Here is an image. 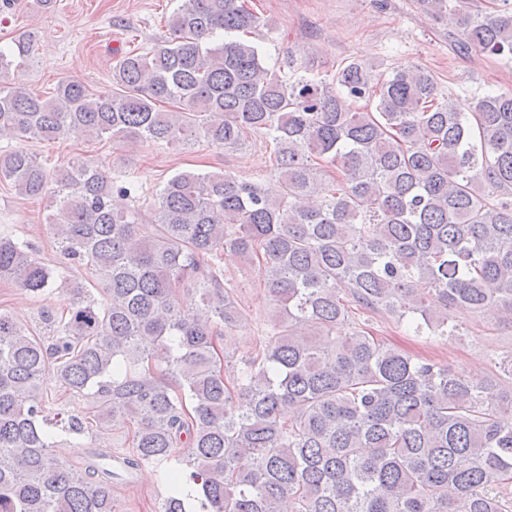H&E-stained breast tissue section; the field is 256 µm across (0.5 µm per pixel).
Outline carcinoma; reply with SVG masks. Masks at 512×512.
I'll return each instance as SVG.
<instances>
[{
  "label": "carcinoma",
  "instance_id": "cac0c4a2",
  "mask_svg": "<svg viewBox=\"0 0 512 512\" xmlns=\"http://www.w3.org/2000/svg\"><path fill=\"white\" fill-rule=\"evenodd\" d=\"M421 2L461 15L459 51L512 60V0ZM259 23L246 0H182L150 51L122 54L110 93L0 86V135L17 142L74 130L235 149L259 133L279 184L181 171L149 206L116 210L115 192L136 201L133 182L0 151V180L54 199L47 230L91 276L0 232V281L74 297L41 313L45 335L0 311V512H119L112 454L77 467L51 453L58 430L112 426L132 427L125 470L164 466L158 512H512V355L480 383L342 330L362 312L452 336L450 305L512 320V90L462 103L419 66L378 73L357 58L328 83L290 76L243 38ZM32 53L27 35L0 49V75ZM226 250L278 309L233 371L221 344L244 315ZM48 375L92 402L50 399Z\"/></svg>",
  "mask_w": 512,
  "mask_h": 512
}]
</instances>
